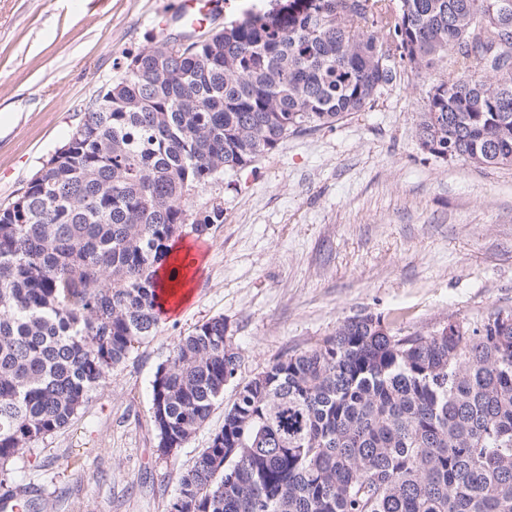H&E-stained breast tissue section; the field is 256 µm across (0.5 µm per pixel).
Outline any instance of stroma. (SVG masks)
I'll use <instances>...</instances> for the list:
<instances>
[{
    "mask_svg": "<svg viewBox=\"0 0 512 512\" xmlns=\"http://www.w3.org/2000/svg\"><path fill=\"white\" fill-rule=\"evenodd\" d=\"M179 0H0V209L77 124L116 61L153 46L159 20L182 31ZM432 77L401 72L371 108L289 137L200 192L221 204L209 236L185 230L199 272L182 310L136 345L77 418L13 458L37 512H169L181 476L224 424V389L203 427L171 455L156 447L151 383L171 346L223 317L240 377L372 313L406 332L480 325L512 310V168L423 151Z\"/></svg>",
    "mask_w": 512,
    "mask_h": 512,
    "instance_id": "obj_1",
    "label": "stroma"
}]
</instances>
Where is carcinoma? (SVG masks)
<instances>
[{"mask_svg":"<svg viewBox=\"0 0 512 512\" xmlns=\"http://www.w3.org/2000/svg\"><path fill=\"white\" fill-rule=\"evenodd\" d=\"M285 0L196 38L165 35L116 64L68 142L0 209V488L6 464L69 425L158 334L157 273L194 197L288 136L372 106L399 68L453 56L419 113L443 160L512 167V0ZM224 317L156 369L157 448L224 426L182 475L179 512H512V323L404 335L379 315L248 380Z\"/></svg>","mask_w":512,"mask_h":512,"instance_id":"carcinoma-1","label":"carcinoma"}]
</instances>
